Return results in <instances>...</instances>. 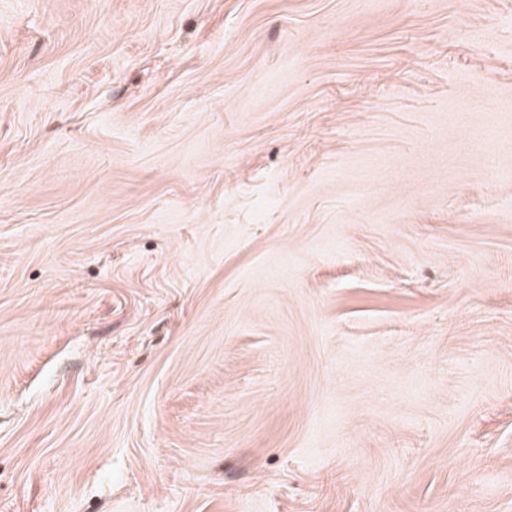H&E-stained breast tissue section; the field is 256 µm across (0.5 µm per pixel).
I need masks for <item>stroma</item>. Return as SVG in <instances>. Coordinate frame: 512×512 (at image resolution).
I'll return each instance as SVG.
<instances>
[{
	"instance_id": "obj_1",
	"label": "stroma",
	"mask_w": 512,
	"mask_h": 512,
	"mask_svg": "<svg viewBox=\"0 0 512 512\" xmlns=\"http://www.w3.org/2000/svg\"><path fill=\"white\" fill-rule=\"evenodd\" d=\"M0 512H512V0H0Z\"/></svg>"
}]
</instances>
